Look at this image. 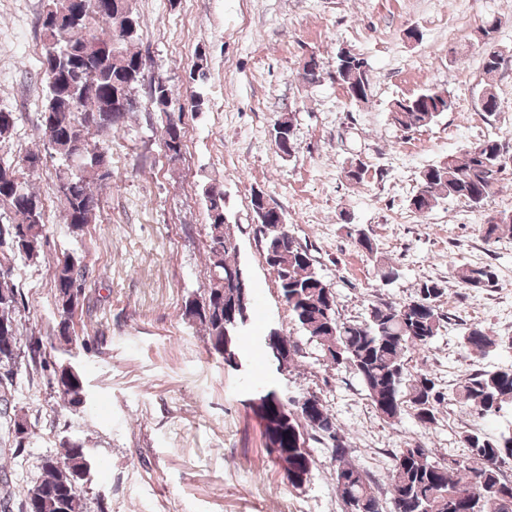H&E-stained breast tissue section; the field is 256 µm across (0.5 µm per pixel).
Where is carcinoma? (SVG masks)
Listing matches in <instances>:
<instances>
[{
  "instance_id": "cac0c4a2",
  "label": "carcinoma",
  "mask_w": 512,
  "mask_h": 512,
  "mask_svg": "<svg viewBox=\"0 0 512 512\" xmlns=\"http://www.w3.org/2000/svg\"><path fill=\"white\" fill-rule=\"evenodd\" d=\"M139 18L132 0H47L40 17L43 43L42 76L47 86L40 130L48 149L62 160L56 170L54 193L63 208L64 220L74 236L96 220L101 193L110 186L108 148L98 138L123 125L137 109L136 92L143 78L141 53L131 49L138 39ZM338 81L352 91L351 99L365 102L370 93L366 61L352 49H340L333 70ZM151 97L158 111L167 115L162 142L170 160L182 158L184 127L175 115L176 98L167 81L151 85ZM450 94L428 91L413 98L399 99L390 107V120L404 131L427 127L452 109ZM480 110L497 111L492 85L478 97ZM272 140L284 155L296 150L295 124L290 113L280 116L272 127ZM503 146L496 138L473 143L420 173L410 208L427 214L446 199H461L480 208L492 193L499 171ZM42 164V154L26 152L19 160H0V208L9 222L0 224V418L8 421L16 448L23 447L30 434L27 419L16 411L7 383L21 367L46 369L49 361L39 336L22 340L16 314L23 305L6 253L27 260L38 259L46 242L44 202L29 188L24 174ZM209 213L205 245L209 287L184 301L182 316L199 326L209 353L234 368L224 356V304L239 292L237 244L224 218V191L218 185L205 192ZM283 212L274 207L256 216L257 232L264 241V259L275 273L281 301L307 341L318 348L322 365L350 369L361 381L368 399L388 423L399 422L410 410L424 427L437 420L446 394L427 372L410 374L406 354L427 348L443 328L445 315L439 300L447 293L444 282L426 280L413 296L401 303H374L361 320H344L336 308L331 284L316 267L308 246L285 230L281 246H273L265 234L278 224ZM486 240L497 241L512 234V214L493 217L483 225ZM359 249L373 262L380 281L392 282L399 269L381 255L378 244L363 229L353 227ZM464 287L475 294L495 285L497 274L489 265L464 266L455 270ZM85 265L70 255L63 256L53 272L56 307L60 320L57 335L73 340V314L83 307ZM502 340L484 328L472 325L462 336V347L486 357ZM288 348L287 367L301 356L300 340L281 336L262 341L261 350L269 362L282 368L277 351ZM50 384L67 406H81L86 398L82 375L70 368H53ZM452 395L484 419L512 405V365L480 370L460 382ZM302 397L311 403L294 413V397L282 393L274 404L256 411L263 425L266 453L270 461L285 470L288 483L299 489L310 480L315 465L310 442L329 448L336 492L343 512H384L369 474L350 459L349 445L340 433L336 418L315 392ZM468 453L459 459H441L422 443L409 444L393 455L388 472L390 512H512V482L501 478L500 465L512 459V432L490 435L475 427L461 437ZM91 450L68 442L59 456L44 464L43 477L28 488L22 512H105L100 499L81 492L75 474L91 472Z\"/></svg>"
}]
</instances>
